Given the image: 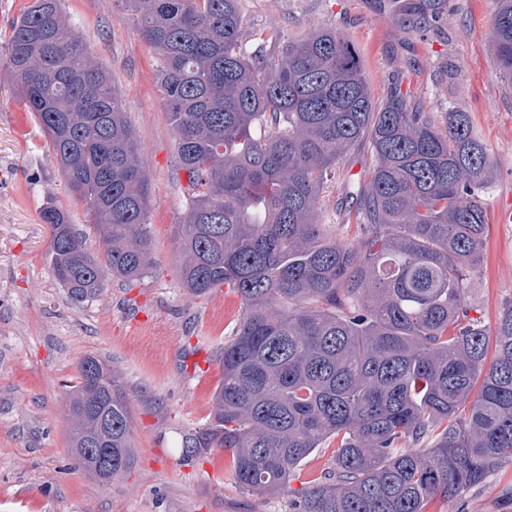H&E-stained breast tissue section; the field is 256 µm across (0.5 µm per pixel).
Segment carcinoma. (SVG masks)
Returning a JSON list of instances; mask_svg holds the SVG:
<instances>
[{
	"label": "carcinoma",
	"instance_id": "cac0c4a2",
	"mask_svg": "<svg viewBox=\"0 0 512 512\" xmlns=\"http://www.w3.org/2000/svg\"><path fill=\"white\" fill-rule=\"evenodd\" d=\"M124 4L157 56L187 174L181 283L196 297L227 286L242 304L209 422L183 432V460L229 449L233 482L266 494L336 441L332 471L298 493L296 512H426L512 460V306L492 342L465 288L487 235L478 190L491 172L469 113L440 128L400 92L377 106L334 27L285 40L271 25L253 47L241 0ZM491 51L512 86V0H495ZM3 68L101 245L93 252L47 203L52 275L74 302L99 295L106 271L145 278L143 152L63 0H32L12 22ZM365 139L375 164L355 194L366 238L354 245L320 222L319 199ZM66 408L75 464L112 485L134 451L126 389L106 359H81Z\"/></svg>",
	"mask_w": 512,
	"mask_h": 512
}]
</instances>
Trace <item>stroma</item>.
<instances>
[{
	"mask_svg": "<svg viewBox=\"0 0 512 512\" xmlns=\"http://www.w3.org/2000/svg\"><path fill=\"white\" fill-rule=\"evenodd\" d=\"M417 0H243L247 26L276 25L297 38L338 28L357 47L375 102L401 91L436 123L448 110L470 113L493 171L481 193L489 215L512 208V88L490 54L492 0H430L429 26L404 22ZM71 24L118 84L143 150L155 264L143 280L108 279L104 292L75 303L48 263L46 202L87 230L83 202L69 193L48 139L0 72V512H293L296 492L330 471L336 451L316 449L288 489L258 495L232 482L231 453L184 461L181 433L204 426L221 377L216 350L241 315L227 287L201 297L179 276L177 226L186 175L156 84L157 59L121 0H64ZM363 145L340 162L320 198V219L337 239L360 242L352 200L370 178ZM467 295L475 316L495 329L512 304V223H490ZM109 358L128 395L135 462L112 487L74 464L64 405L87 355ZM429 512H512V462Z\"/></svg>",
	"mask_w": 512,
	"mask_h": 512,
	"instance_id": "1",
	"label": "stroma"
}]
</instances>
